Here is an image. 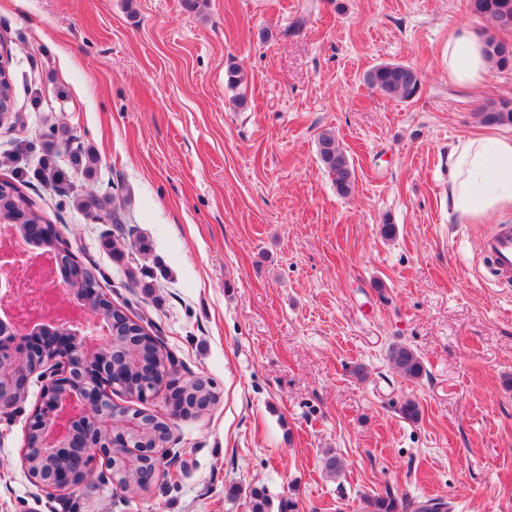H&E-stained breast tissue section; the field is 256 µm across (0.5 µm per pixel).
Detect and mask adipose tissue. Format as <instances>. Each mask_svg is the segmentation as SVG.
Wrapping results in <instances>:
<instances>
[{"label": "adipose tissue", "instance_id": "obj_1", "mask_svg": "<svg viewBox=\"0 0 512 512\" xmlns=\"http://www.w3.org/2000/svg\"><path fill=\"white\" fill-rule=\"evenodd\" d=\"M491 69L483 42L465 26L448 40V76L462 86L486 81ZM448 210L470 224L512 209V135L483 132L448 150Z\"/></svg>", "mask_w": 512, "mask_h": 512}]
</instances>
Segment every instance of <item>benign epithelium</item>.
Segmentation results:
<instances>
[{
	"mask_svg": "<svg viewBox=\"0 0 512 512\" xmlns=\"http://www.w3.org/2000/svg\"><path fill=\"white\" fill-rule=\"evenodd\" d=\"M33 249L0 253V413L9 415L27 400L31 383L39 385L38 402L28 417L22 465L36 486L68 491L91 484L129 487L112 471V449L132 450L142 466H155L168 452L169 430L150 447L132 440L144 425L146 411L112 399L127 385L128 372L112 364L120 345L112 321L90 305L84 317L62 321L50 315L28 317L30 292L19 287L11 271L30 259ZM43 358V374L32 379L27 366ZM164 397L167 423L196 414L186 401L184 384L164 379L142 394L146 404Z\"/></svg>",
	"mask_w": 512,
	"mask_h": 512,
	"instance_id": "benign-epithelium-1",
	"label": "benign epithelium"
}]
</instances>
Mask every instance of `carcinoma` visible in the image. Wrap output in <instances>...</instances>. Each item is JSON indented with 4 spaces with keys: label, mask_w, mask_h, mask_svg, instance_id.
Wrapping results in <instances>:
<instances>
[{
    "label": "carcinoma",
    "mask_w": 512,
    "mask_h": 512,
    "mask_svg": "<svg viewBox=\"0 0 512 512\" xmlns=\"http://www.w3.org/2000/svg\"><path fill=\"white\" fill-rule=\"evenodd\" d=\"M471 11L489 21L493 27L504 33L512 32V0H470ZM485 52L493 66L503 71L512 69V41L488 35L483 39ZM365 83L379 94L407 101L414 98L420 91L422 75L412 64L382 63L372 67L364 76ZM482 123L486 125H512V100L490 101L480 108ZM45 153L54 155L63 151L76 160L84 161L86 168L92 169L97 165L96 157L86 151L81 145L80 137L67 126L52 128L47 134ZM319 158L332 177L336 193L341 196L351 194L355 185V170L350 163L345 149L340 144L335 132L324 130L318 136ZM24 180L20 173L8 180H0V210L18 227L28 224H47L49 220L36 203L24 191ZM97 209L96 217L103 224H113L120 227L125 223V200L118 196L101 197L94 201ZM68 273L77 276L81 282L73 283L80 292L87 288L97 289L95 294H87L89 304L100 309L121 322L116 335L130 336L140 343L145 350L146 365H153L161 376H174V361L170 354L161 349H155L153 338L144 332L141 325L143 318H130L120 307L114 305L103 291L96 268L78 260H72L67 266ZM391 364L396 371L408 380H417L423 374V365L418 354L410 347L395 344L389 349ZM249 512H270V501L267 494L260 489H252L246 495ZM368 507L372 512H446L448 502L442 498L428 499L414 505L406 500H400L391 493L384 496H374L369 499Z\"/></svg>",
    "instance_id": "obj_1"
}]
</instances>
